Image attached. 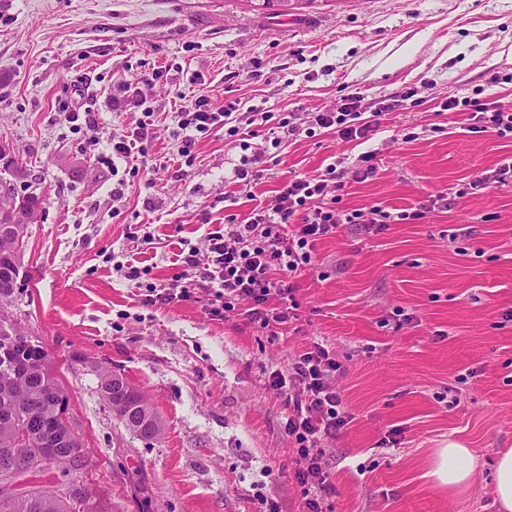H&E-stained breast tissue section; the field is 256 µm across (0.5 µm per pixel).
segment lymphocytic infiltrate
Returning a JSON list of instances; mask_svg holds the SVG:
<instances>
[{
    "mask_svg": "<svg viewBox=\"0 0 512 512\" xmlns=\"http://www.w3.org/2000/svg\"><path fill=\"white\" fill-rule=\"evenodd\" d=\"M360 102L359 94H347L340 111L315 113L313 122L336 129L346 139L368 137L379 122L364 118ZM235 111V103L216 108L204 95L184 102L176 135L181 160L192 163L197 134L224 128ZM156 137L152 113L144 111L135 126L113 142L111 155H99L98 160L110 165L118 158L146 155ZM335 174L331 166L323 174L284 180L272 198L256 201L249 216L225 215L223 228L208 233L201 245L190 243L179 252L177 274L162 284H145L143 305L185 301L203 289L211 295L209 312L215 319L231 313L264 327L284 326L297 308L291 280L311 269L317 241L335 235L345 224H361L373 233L406 221L418 224L432 210L428 204L398 213L379 206L346 210ZM273 299L278 302L274 308L269 305ZM339 368L329 350L314 342L298 351L286 370L269 376L270 388L286 409L284 428L296 450L293 478L306 512H327L325 498L333 486L323 446L351 421L335 384Z\"/></svg>",
    "mask_w": 512,
    "mask_h": 512,
    "instance_id": "f902f5d3",
    "label": "lymphocytic infiltrate"
}]
</instances>
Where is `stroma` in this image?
Wrapping results in <instances>:
<instances>
[{
  "mask_svg": "<svg viewBox=\"0 0 512 512\" xmlns=\"http://www.w3.org/2000/svg\"><path fill=\"white\" fill-rule=\"evenodd\" d=\"M137 83L133 105L112 98ZM409 88L417 105L372 139L309 126L348 92L366 112ZM292 117L242 140L199 135L179 167L181 96ZM464 97L512 110V0H0V141L40 196L26 228L13 312L53 358L105 512H304L286 410L268 376L320 342L341 368L352 421L324 459L328 512H498L499 449L512 448V183L437 208L421 224L369 233L345 224L317 242L293 280L297 318L272 331L212 319L206 298L143 306L119 267L163 283L179 239L199 243L225 214L244 217L284 178L343 171L342 204L397 213L453 197L512 157V137L471 128ZM91 113L74 129L64 106ZM150 109L158 137L137 171L97 161ZM376 173L351 175L366 152ZM268 156L250 187L245 154ZM121 200H113L114 187ZM151 229L152 244L141 240ZM121 371L152 402L162 436H136L100 395L97 367ZM465 441L475 480L448 495L427 477L436 448Z\"/></svg>",
  "mask_w": 512,
  "mask_h": 512,
  "instance_id": "1",
  "label": "stroma"
}]
</instances>
